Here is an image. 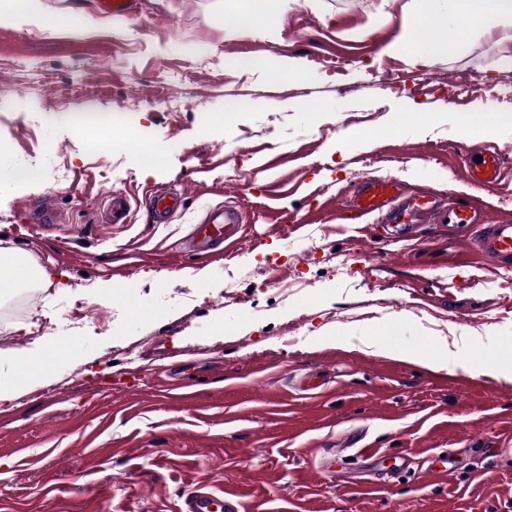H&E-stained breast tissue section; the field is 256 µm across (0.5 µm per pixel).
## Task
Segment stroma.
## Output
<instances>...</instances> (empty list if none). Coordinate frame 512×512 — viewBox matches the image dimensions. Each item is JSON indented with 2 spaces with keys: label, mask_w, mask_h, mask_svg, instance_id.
Instances as JSON below:
<instances>
[{
  "label": "stroma",
  "mask_w": 512,
  "mask_h": 512,
  "mask_svg": "<svg viewBox=\"0 0 512 512\" xmlns=\"http://www.w3.org/2000/svg\"><path fill=\"white\" fill-rule=\"evenodd\" d=\"M11 4L0 141L36 175L0 181V251L52 278L21 310L0 281V387L20 400L0 412V512H176L201 486L246 512H512V267L484 268L445 224L398 241L379 215L341 221L368 178L512 216V28L432 59L388 49L430 0H269L267 33L221 23L254 0H136L112 20L40 0L95 15L83 31ZM87 112L111 121L82 127ZM483 144L506 175L477 192L462 168ZM160 190L184 198L164 224ZM227 204L238 247L189 249ZM40 205L56 223L28 220ZM444 450L459 469L438 480Z\"/></svg>",
  "instance_id": "stroma-1"
}]
</instances>
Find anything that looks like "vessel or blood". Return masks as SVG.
Returning a JSON list of instances; mask_svg holds the SVG:
<instances>
[{
	"instance_id": "b4317fda",
	"label": "vessel or blood",
	"mask_w": 512,
	"mask_h": 512,
	"mask_svg": "<svg viewBox=\"0 0 512 512\" xmlns=\"http://www.w3.org/2000/svg\"><path fill=\"white\" fill-rule=\"evenodd\" d=\"M502 172V151L496 146H484L464 161L466 181L474 188L488 191L499 182ZM381 214L385 223L395 227L400 236H408L417 224L430 221L436 224L463 226L471 231L483 261L493 269L512 265V219L485 224L481 209L474 199L462 198L447 204L441 203L432 193L419 191L413 196H402L397 180L368 179L353 190L351 218L358 219ZM240 215L231 208L213 211L206 224L200 225L197 234L202 243L221 238L228 245H237V228ZM242 505L223 491L199 489L187 494L178 512H241Z\"/></svg>"
}]
</instances>
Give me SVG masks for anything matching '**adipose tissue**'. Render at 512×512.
<instances>
[{"label": "adipose tissue", "mask_w": 512, "mask_h": 512, "mask_svg": "<svg viewBox=\"0 0 512 512\" xmlns=\"http://www.w3.org/2000/svg\"><path fill=\"white\" fill-rule=\"evenodd\" d=\"M504 20L512 21V0H456L455 18H448L440 8L429 9L421 27L405 32L390 48L430 57L460 53L467 47L469 28H491Z\"/></svg>", "instance_id": "1"}]
</instances>
